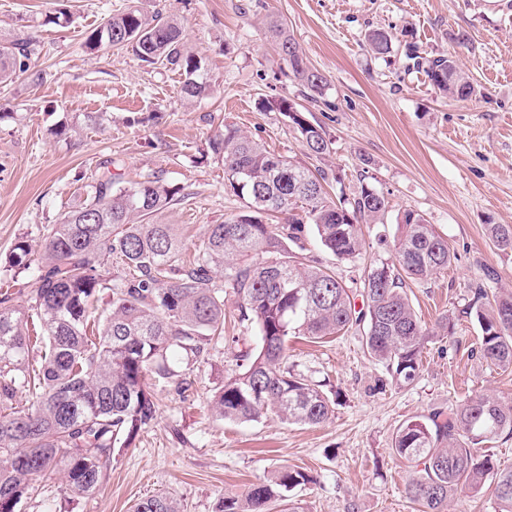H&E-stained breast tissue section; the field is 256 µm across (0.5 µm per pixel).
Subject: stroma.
<instances>
[{
  "instance_id": "stroma-1",
  "label": "stroma",
  "mask_w": 512,
  "mask_h": 512,
  "mask_svg": "<svg viewBox=\"0 0 512 512\" xmlns=\"http://www.w3.org/2000/svg\"><path fill=\"white\" fill-rule=\"evenodd\" d=\"M58 0H0V42L30 38L27 71L0 84V255L18 238L40 251L48 229L108 175L124 185L162 177L181 199L159 220L178 225L184 259H192L207 225L242 211L224 187V164L209 140L232 123L268 150L308 168L341 173L329 199L361 184L384 193L383 223L362 227L361 259L339 263L313 232L300 244L344 281L392 261L396 218L411 209L445 237L456 258L448 271L406 290L425 324L451 314V340L424 347L420 372L400 387L364 352L358 333L321 343L292 339L288 359L335 394L324 423L308 426L270 415L237 423L215 417L208 402L233 365L226 344L214 347L184 393L152 380L157 422L116 449L100 490L69 495L46 481L22 512H133L161 491L185 512H216L281 465L315 481L298 490L305 512H419L405 488L413 469L392 450L406 419L493 392L512 402V372L475 354L480 328L461 311L484 282L512 289V251L495 247L488 227L512 225V0H69V23L48 18ZM176 18L184 48L202 59L210 90L187 99L180 72L142 63L129 50L86 52L84 41L128 7ZM283 21L310 67L327 84L318 100L288 81L263 25ZM395 36L389 54L366 46L370 31ZM453 55L475 86L467 99L430 84L417 54ZM287 99L332 142L328 157L310 155L287 113L262 109ZM495 277L485 280V270Z\"/></svg>"
}]
</instances>
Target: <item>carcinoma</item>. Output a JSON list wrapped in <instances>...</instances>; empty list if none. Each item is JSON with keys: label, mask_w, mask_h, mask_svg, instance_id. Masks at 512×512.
Returning <instances> with one entry per match:
<instances>
[{"label": "carcinoma", "mask_w": 512, "mask_h": 512, "mask_svg": "<svg viewBox=\"0 0 512 512\" xmlns=\"http://www.w3.org/2000/svg\"><path fill=\"white\" fill-rule=\"evenodd\" d=\"M267 29L288 77L315 95L322 93L326 78L307 64L284 24L272 18ZM392 39L391 33L374 30L367 44L383 55ZM182 40L176 20L128 9L94 30L86 46L129 48L149 66L180 71L184 94L196 98L207 84L201 61L183 50ZM32 51L24 40L1 45L0 83L25 71ZM424 72L446 96L463 99L474 92L469 76L449 55L428 60ZM262 108L290 113L310 154L331 153L322 127L292 114L286 99H266ZM209 148L224 162V185L243 200L244 210L207 225L189 267L179 266L183 242L177 225L156 220L177 188L159 176L130 186L101 178L48 230L23 303L0 292V512H21L38 493L37 482L56 475L75 497L97 492L115 448L130 445L157 420L148 380L167 379L176 391L184 390L194 366L224 341L228 292L237 298L239 322L255 325L260 339L256 349L235 355L237 370L211 399L215 416L232 422H253L269 413L301 425L330 418L335 400L288 365L292 338L317 342L354 328L369 358L397 385L408 386L419 374L428 340L451 335L447 315L432 328L421 322L405 288V280L427 281L447 272L456 259L448 240L422 214L403 212L393 237L394 260L369 268L354 290L287 242L299 240L309 225L336 261L360 259L361 225L381 224L387 213L383 193L366 185L335 203L327 198L324 170L270 152L233 124L224 125ZM269 212L287 216V222L264 223ZM489 233L498 249L512 250V226L491 224ZM30 254L31 245L20 239L6 262L26 271ZM105 254L125 266L116 284L102 273ZM217 273L224 274L221 287L215 284ZM486 298V289L476 285L463 314L480 326V358L511 370L512 290L498 292L488 304ZM32 315L43 330L33 341L45 348L36 370L30 369L33 341L26 334ZM23 392L29 406L20 410L15 402ZM503 435L512 437V403L488 394L464 400L449 414L436 408L404 421L392 449L414 470L406 494L421 512H448L451 498L490 483L495 512H512V469L502 470L474 450ZM313 481L307 471L284 466L244 495L222 498L218 512H272L285 501L288 512H302L290 497ZM133 512H181V503L159 494L138 502Z\"/></svg>", "instance_id": "cac0c4a2"}]
</instances>
